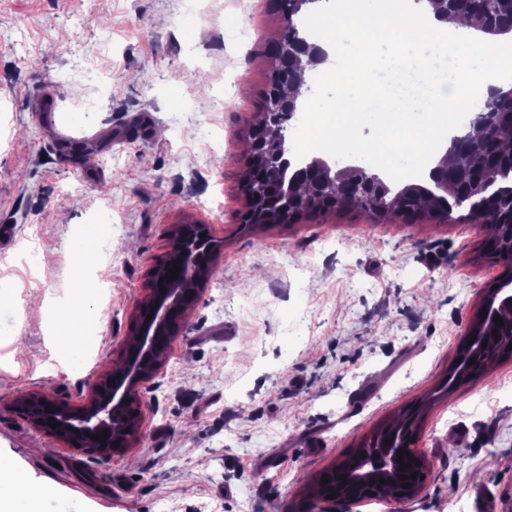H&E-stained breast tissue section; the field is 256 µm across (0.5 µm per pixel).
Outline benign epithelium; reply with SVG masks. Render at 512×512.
Listing matches in <instances>:
<instances>
[{"label":"benign epithelium","instance_id":"benign-epithelium-1","mask_svg":"<svg viewBox=\"0 0 512 512\" xmlns=\"http://www.w3.org/2000/svg\"><path fill=\"white\" fill-rule=\"evenodd\" d=\"M291 55L299 71L329 61L328 54L317 45L306 42L292 44ZM281 83L270 86L262 119L258 125L268 130L292 115L300 106L304 95L303 84L288 82V75L280 76ZM290 144L284 134L275 139L256 143L255 153L246 163L244 192L248 199L241 216L243 224H288L303 212L312 210L309 198H333L336 181L328 163L320 158L294 163L289 158ZM347 180L359 189L375 188L386 192L382 176L360 166L350 168ZM216 242L203 224H180L171 235V248L167 257L151 271L150 296L135 318L134 343L128 344L118 366L109 379L93 390L88 402L79 409L47 395L29 392L20 394L13 409L29 424L48 432L61 441L77 438L86 440L87 446L99 453H116L132 446L143 420L139 406V393L161 366V343L171 335L172 323L182 317L188 307L185 284L209 275L213 268ZM180 262L175 279L167 278L173 261ZM512 324V285L487 293L481 309L471 324L464 344L470 345L474 355L483 349L484 332H491L499 324L495 316ZM52 412H45L46 408ZM58 427H50L51 423ZM109 432L107 438L100 435ZM99 439L93 440L91 436ZM406 455L397 456L395 448L359 449V454L347 469L346 476L362 494L372 487L393 483L400 487V496L414 498L424 489L428 464L416 448L404 449ZM423 475L419 480L403 479L407 468ZM410 487H405V484Z\"/></svg>","mask_w":512,"mask_h":512}]
</instances>
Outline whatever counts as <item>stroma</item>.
Wrapping results in <instances>:
<instances>
[{"mask_svg":"<svg viewBox=\"0 0 512 512\" xmlns=\"http://www.w3.org/2000/svg\"><path fill=\"white\" fill-rule=\"evenodd\" d=\"M282 30L281 0H0V455L81 512H305L313 479L421 401L424 490L352 512H512V357L445 385L506 272L484 225L356 208L240 222ZM99 80L112 93L85 114L75 100ZM107 210L111 225L90 223ZM177 224L222 249L140 392L131 448L103 457L34 429L12 400L85 404ZM84 238L110 239L114 262L75 264ZM64 304L96 327L94 368L59 354Z\"/></svg>","mask_w":512,"mask_h":512,"instance_id":"1","label":"stroma"}]
</instances>
